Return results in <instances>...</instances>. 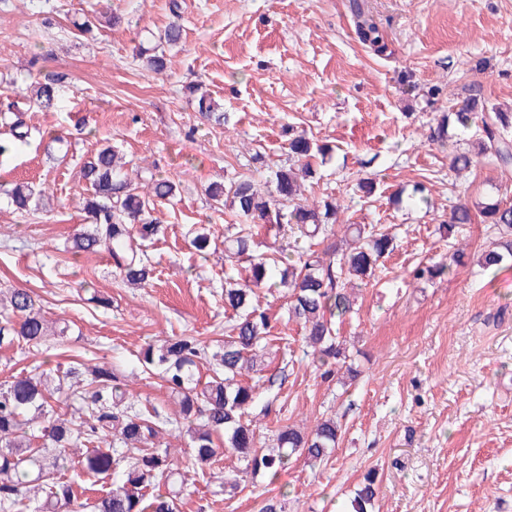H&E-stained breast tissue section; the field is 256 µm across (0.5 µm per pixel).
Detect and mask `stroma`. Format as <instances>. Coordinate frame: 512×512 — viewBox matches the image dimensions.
<instances>
[{
    "label": "stroma",
    "instance_id": "obj_1",
    "mask_svg": "<svg viewBox=\"0 0 512 512\" xmlns=\"http://www.w3.org/2000/svg\"><path fill=\"white\" fill-rule=\"evenodd\" d=\"M178 2L174 14L169 0H0V134L17 108L41 130L0 164V186L28 184L39 201L26 213L0 197V288L34 291L47 319L68 329L60 347L0 349V382L38 365L105 363L132 378L137 406H167L141 349L174 336L223 340L224 278L237 273L222 249L230 213L214 210L204 189L249 174L252 148L268 166L284 164V130L294 125L334 147L306 198L334 194L341 223L389 228L394 250L359 288L356 313L336 325L359 371L346 388L307 365L303 329L284 322L286 297L262 290L272 324L265 363L287 380L249 417L266 446L277 427L308 429L326 415L340 421L341 439L323 465L292 459L277 478L247 479L219 502L188 463L185 430H173L179 512H259L272 496L285 512H344L370 473L374 512H512V265L478 266L493 236L482 219L454 239L436 231L458 202L512 201V166L452 171L455 142L430 139L442 104L423 97L437 85L453 101L477 81L491 103L512 108V0H363L387 57L358 42L351 0ZM95 3L120 23L75 31ZM174 21L183 39L168 70L153 73L138 48ZM476 60L484 71L469 69ZM404 70L418 91L405 92ZM52 74L64 78L56 105L29 103L25 78ZM196 85L223 103L226 125L201 122ZM105 145L124 154L129 174L147 169L180 184L178 200L159 207L162 230L148 248L156 278L143 288L123 283L106 255L73 252L74 235L90 228L78 172ZM369 174L378 189L363 197L355 184ZM419 182L428 204L409 200ZM201 226L216 244L205 255L189 237ZM459 248L464 262L447 275L411 277L416 264Z\"/></svg>",
    "mask_w": 512,
    "mask_h": 512
}]
</instances>
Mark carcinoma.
Wrapping results in <instances>:
<instances>
[{"label":"carcinoma","mask_w":512,"mask_h":512,"mask_svg":"<svg viewBox=\"0 0 512 512\" xmlns=\"http://www.w3.org/2000/svg\"><path fill=\"white\" fill-rule=\"evenodd\" d=\"M353 15L361 44L375 56L389 55L379 24L357 0ZM181 36L180 26L167 27L163 42L146 56L151 71L166 70L165 46L178 44ZM60 88L61 79L53 77L28 85L30 98L43 108L54 107ZM196 102L202 118L218 125L228 122L223 104L210 93H200ZM476 117L480 124L471 148L455 151L449 167L467 170L478 157L503 167L511 165L512 142L504 132L512 127V113L490 104L479 83L468 85L466 97L448 107L430 139L444 142L451 128L465 133ZM30 137L32 130L23 122L10 123L6 137L0 139V164ZM332 152L329 144L318 143L290 125L288 163L273 172L266 193L255 190L246 175L205 189L214 208H228L241 220L237 231L224 234V256L248 267L243 277L224 278V310L233 312L224 325V343L213 349L196 337L183 336L151 345L143 353L146 371L161 379L176 400L178 415L171 417L155 407L143 413L110 368L89 369L86 388L66 391V381H81L76 361L64 370L36 368L0 384V512H70L78 492L67 473L77 467L93 476H121L120 484L95 500L93 512H177L179 493L156 491L161 481L174 476L170 448L159 434L176 423L186 427L192 459L202 467L217 462L219 452H232L247 462L251 473L275 478L297 453L313 467L328 459L341 437L335 418H321L309 431L282 425L275 430L274 446L267 448L248 419V408L254 405L259 388L272 392L282 386V379L266 373L262 361L272 326L256 303V290L266 286L286 289L287 322L304 329V357L321 378L330 379L343 369L346 379L358 377L357 370L346 365V347L338 339L332 317L355 313L356 303L347 286L370 282L380 259L393 251V237L378 224H342L335 230L339 206L331 193L312 203L302 199L297 172L315 175L316 156ZM79 181L84 185L83 210L92 229L76 237L75 252L105 253L123 280L148 285L153 268L146 242L160 232L157 206L174 201L180 194L179 184L153 173L143 183L132 181L123 171L116 147L110 145L83 163ZM3 192L16 209H29L32 192L27 186L17 183ZM479 214L498 238L478 256V265L489 270L512 263V205L491 199L480 203ZM474 217L469 204L459 203L437 231L449 238ZM252 224L280 225L294 238L295 257L284 262L253 255ZM321 244L324 248L315 250ZM462 256L458 250L446 262L419 263L411 275L416 280H433L460 263ZM0 308V348L22 343L38 348L50 341L34 292H1ZM205 358L211 375L204 382L198 367ZM250 370L257 374L252 385L240 380ZM34 422L38 423L36 434L30 431ZM375 497V479L369 474L351 501L350 512H368Z\"/></svg>","instance_id":"cac0c4a2"}]
</instances>
